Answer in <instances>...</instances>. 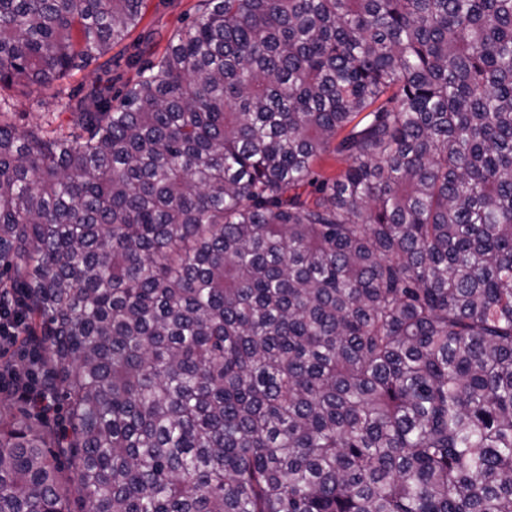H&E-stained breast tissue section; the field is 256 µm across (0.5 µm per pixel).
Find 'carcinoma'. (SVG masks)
Returning a JSON list of instances; mask_svg holds the SVG:
<instances>
[{"label": "carcinoma", "mask_w": 512, "mask_h": 512, "mask_svg": "<svg viewBox=\"0 0 512 512\" xmlns=\"http://www.w3.org/2000/svg\"><path fill=\"white\" fill-rule=\"evenodd\" d=\"M146 2L0 0V512H512V0ZM197 4L198 0H147L146 14L142 25L133 31L122 44L112 49V57L117 56L120 59L119 68L115 69L112 66V79L123 74L121 81L132 77V70L125 71V59L138 52V45L148 32L153 33L152 51L157 54L163 53L169 37L185 25L187 18L192 17L197 9ZM144 27L145 31L143 32ZM121 81L116 80L115 86L120 87ZM93 69L94 66L84 70H75L68 80V88L74 93L81 91L82 94L87 92L93 84H104L110 75L102 71H93ZM14 103V124L19 129H24L32 123L52 122L54 125L65 123L68 118L66 112L48 110L44 105V97L28 89H16L11 91ZM21 306L14 301H0V341L12 340L17 336L21 328L20 321ZM7 378L8 380L3 379L6 387L14 390L22 399L33 404L42 413L46 411L49 395L38 387L37 379L32 371L29 370L24 374H10Z\"/></svg>", "instance_id": "cac0c4a2"}]
</instances>
